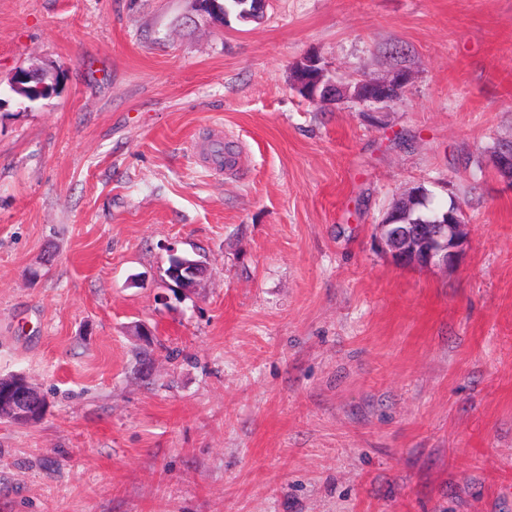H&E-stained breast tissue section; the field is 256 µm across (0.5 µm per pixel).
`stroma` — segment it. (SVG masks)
Wrapping results in <instances>:
<instances>
[{
    "instance_id": "stroma-1",
    "label": "stroma",
    "mask_w": 512,
    "mask_h": 512,
    "mask_svg": "<svg viewBox=\"0 0 512 512\" xmlns=\"http://www.w3.org/2000/svg\"><path fill=\"white\" fill-rule=\"evenodd\" d=\"M191 5L0 0V374L47 400L0 512H512V0ZM309 56L406 84L372 123ZM419 184L468 201L456 267L377 243ZM173 251L208 272L162 305ZM316 60L308 58L300 63L297 74V88L312 91L311 98L326 104H332L336 97H346L351 84L342 85L325 79L324 70ZM491 164L496 174L512 190V142L500 147L495 155L491 156Z\"/></svg>"
}]
</instances>
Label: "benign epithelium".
Masks as SVG:
<instances>
[{
  "label": "benign epithelium",
  "instance_id": "1",
  "mask_svg": "<svg viewBox=\"0 0 512 512\" xmlns=\"http://www.w3.org/2000/svg\"><path fill=\"white\" fill-rule=\"evenodd\" d=\"M193 5L195 12L202 17L220 23L228 21V15L213 13L212 0H193ZM404 83L402 74L388 81L361 79L355 82L356 101L377 107L386 106L397 101L396 94L401 92ZM297 88L311 92L313 99L330 104L336 98L346 96L348 86L326 79L324 70L318 66L317 61L308 58L299 65ZM491 164L496 174L512 190V143L500 147L491 156ZM467 226V214L463 209L450 214L446 223L428 224L418 228L410 236L403 235V230L386 218L378 224V239L400 266L448 268L459 261L466 248L467 239L463 229ZM168 252V278L179 282L177 289L185 294L190 293L203 274L205 265L200 260H185V257L176 255L173 248L168 249ZM45 406L46 399L43 394L33 388L24 376H0V418L22 424L34 423L42 417Z\"/></svg>",
  "mask_w": 512,
  "mask_h": 512
}]
</instances>
